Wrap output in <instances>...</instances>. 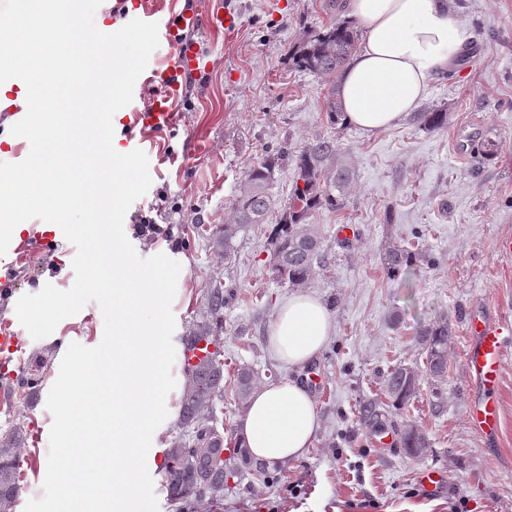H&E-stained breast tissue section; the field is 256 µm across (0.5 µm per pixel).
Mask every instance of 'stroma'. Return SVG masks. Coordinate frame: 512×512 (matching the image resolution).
<instances>
[{
  "label": "stroma",
  "instance_id": "35a3bbf8",
  "mask_svg": "<svg viewBox=\"0 0 512 512\" xmlns=\"http://www.w3.org/2000/svg\"><path fill=\"white\" fill-rule=\"evenodd\" d=\"M472 30L478 50L454 71L432 79L420 107L448 111L447 128L426 132L409 120L375 134L338 130L326 119V99L337 79L298 71L288 48L304 27L326 23L319 0H179L199 14L197 49L208 59L201 87L191 98L176 95L178 125L146 133L151 186L124 218V231L140 256L160 250L182 255L178 326L188 334L204 307V292L224 284V379L250 365L260 375L288 372L265 345L277 303L291 295L273 279L267 237L289 202L293 154L308 141L336 139L352 180L344 209L316 220L330 262L317 269L308 292L328 307L333 333L310 365L322 384L313 388L320 427L300 459L251 469L228 479L215 512H512V335L507 336L498 399L504 411L499 438L486 439L468 423L476 394L465 364L472 339L468 312L494 306L512 323V260L497 252L512 234V0H450ZM238 17L232 37L210 27L213 11ZM494 141L493 155L483 152ZM288 153L275 172L268 221L240 233L224 255L207 230L231 220V206L250 167L273 153ZM161 206L158 224L170 240L144 236L134 218ZM42 231L23 260L0 264V319L15 318L17 300L45 284L70 289L76 248L62 233L33 218ZM390 243L427 257L410 276L389 278L381 252ZM447 319L448 373L423 380L418 397L395 410L385 393L387 372L422 364L421 325ZM48 360L35 394L0 386V436L21 424L23 489L41 465L51 421L46 407L54 346L20 330L8 369L18 374L35 356ZM373 406L378 423L367 420ZM415 424L428 446L408 455L400 443ZM442 473L435 489L421 482L425 470Z\"/></svg>",
  "mask_w": 512,
  "mask_h": 512
}]
</instances>
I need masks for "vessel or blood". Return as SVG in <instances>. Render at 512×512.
I'll use <instances>...</instances> for the list:
<instances>
[{
  "label": "vessel or blood",
  "instance_id": "b4317fda",
  "mask_svg": "<svg viewBox=\"0 0 512 512\" xmlns=\"http://www.w3.org/2000/svg\"><path fill=\"white\" fill-rule=\"evenodd\" d=\"M138 17L158 25L160 37L172 47L165 58L162 69L147 66L134 85V96H141L147 83L161 78L167 91H176L185 74L191 70H201L208 62L198 52L187 49L180 40L184 23L194 22V15L176 16L166 0H139ZM176 121L174 110L167 105L152 112H142L135 124L122 127L127 150L142 147L143 131L158 132L172 126ZM507 324L494 320L492 315L473 316L467 320V330L473 338V345L467 354V369L473 384L482 392L469 409L471 426L485 437H497L502 423V411L493 394L499 386L500 374L506 344L503 337Z\"/></svg>",
  "mask_w": 512,
  "mask_h": 512
}]
</instances>
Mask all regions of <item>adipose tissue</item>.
<instances>
[{
  "label": "adipose tissue",
  "mask_w": 512,
  "mask_h": 512,
  "mask_svg": "<svg viewBox=\"0 0 512 512\" xmlns=\"http://www.w3.org/2000/svg\"><path fill=\"white\" fill-rule=\"evenodd\" d=\"M366 34L343 73L337 94L345 120L373 134L407 117L429 80L473 51L471 29L448 0H344ZM332 329L320 299L308 293L279 302L268 334L270 355L289 378L256 387L236 432L253 461L274 464L302 457L320 426L315 399L300 375Z\"/></svg>",
  "instance_id": "ef3b65f1"
}]
</instances>
